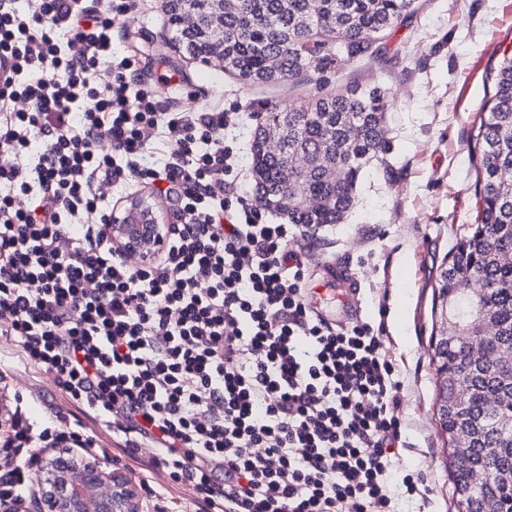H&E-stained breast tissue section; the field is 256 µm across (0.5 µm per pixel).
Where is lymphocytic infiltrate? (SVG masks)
Here are the masks:
<instances>
[{
	"instance_id": "obj_1",
	"label": "lymphocytic infiltrate",
	"mask_w": 512,
	"mask_h": 512,
	"mask_svg": "<svg viewBox=\"0 0 512 512\" xmlns=\"http://www.w3.org/2000/svg\"><path fill=\"white\" fill-rule=\"evenodd\" d=\"M136 5L0 0V334L198 512H395L382 330L313 309L299 228L268 222L239 179L235 114L184 111L113 61ZM130 183L180 215L134 264L107 232L106 191ZM5 414L0 497L25 489L27 448L94 445L61 415Z\"/></svg>"
}]
</instances>
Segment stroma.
<instances>
[{"label":"stroma","mask_w":512,"mask_h":512,"mask_svg":"<svg viewBox=\"0 0 512 512\" xmlns=\"http://www.w3.org/2000/svg\"><path fill=\"white\" fill-rule=\"evenodd\" d=\"M164 0H140L124 14L112 39L115 59L134 60L137 72L163 98L177 96L188 112L223 102L237 115L241 178L254 187L250 147L265 100L295 104L346 85L378 87L390 99L386 113L390 149L367 166L356 205L345 223L309 238L308 274L327 283L329 264L345 266L351 281L328 283L322 313L336 324L385 321L387 354L398 364L402 386L396 412L403 422L397 473L422 471L420 495L399 500V512H455L438 434L437 380L430 359L432 290L446 257L476 218V153L471 127L491 84L490 64L512 52V0H416L417 10L385 41L381 56L339 57L327 85L291 79L276 86L243 83L218 63L186 57L167 25ZM386 318H379V306ZM0 394L35 403L39 415L62 411L80 422L109 453L104 465L140 481V456L112 446L111 428L70 403L44 373L22 363L16 348L1 349Z\"/></svg>","instance_id":"stroma-1"}]
</instances>
